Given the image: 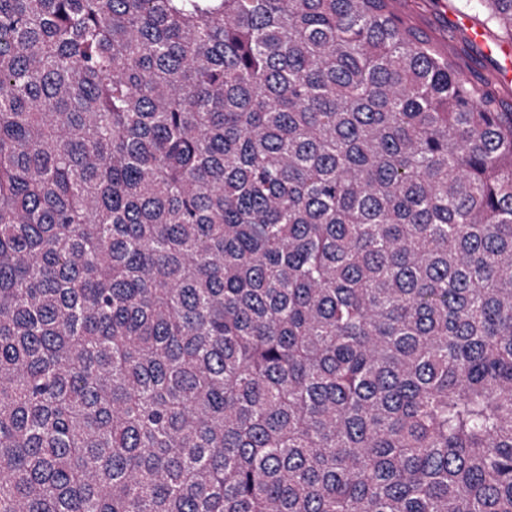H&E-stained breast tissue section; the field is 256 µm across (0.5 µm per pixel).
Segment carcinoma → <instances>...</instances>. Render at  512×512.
<instances>
[{
    "label": "carcinoma",
    "mask_w": 512,
    "mask_h": 512,
    "mask_svg": "<svg viewBox=\"0 0 512 512\" xmlns=\"http://www.w3.org/2000/svg\"><path fill=\"white\" fill-rule=\"evenodd\" d=\"M395 2L0 0V512H512V101Z\"/></svg>",
    "instance_id": "obj_1"
}]
</instances>
